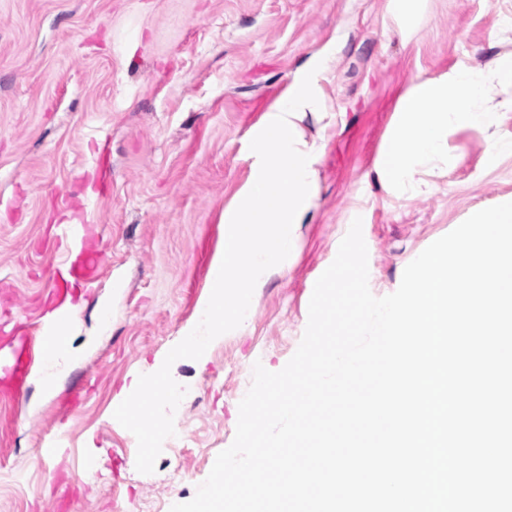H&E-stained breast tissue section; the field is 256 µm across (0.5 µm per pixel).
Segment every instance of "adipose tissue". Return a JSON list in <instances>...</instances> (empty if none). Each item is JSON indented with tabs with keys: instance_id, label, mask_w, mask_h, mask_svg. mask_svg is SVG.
I'll list each match as a JSON object with an SVG mask.
<instances>
[{
	"instance_id": "adipose-tissue-1",
	"label": "adipose tissue",
	"mask_w": 512,
	"mask_h": 512,
	"mask_svg": "<svg viewBox=\"0 0 512 512\" xmlns=\"http://www.w3.org/2000/svg\"><path fill=\"white\" fill-rule=\"evenodd\" d=\"M512 87V54L498 57L488 75L454 68L434 78H420L399 100L394 125L376 174L392 190H430L435 163L445 160L448 133L459 127L490 134L495 114L484 101L490 82Z\"/></svg>"
}]
</instances>
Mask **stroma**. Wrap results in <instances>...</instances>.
<instances>
[{"label": "stroma", "mask_w": 512, "mask_h": 512, "mask_svg": "<svg viewBox=\"0 0 512 512\" xmlns=\"http://www.w3.org/2000/svg\"><path fill=\"white\" fill-rule=\"evenodd\" d=\"M512 0H424L411 30L387 0H0V320L39 328L67 257L56 224L94 225L104 255L79 303L77 349L48 395L0 388V512H170L191 500L234 440L255 363L281 370L305 332L315 283L354 218L369 288L395 292L405 267L472 210L512 197V155L487 159L474 128L448 135V172L393 194L374 165L417 77L489 71L512 52ZM320 51L319 192L288 272L253 298L247 330L172 366L187 394L150 474L113 412L196 317L224 212L250 179L249 144L269 106ZM64 438L47 461L40 448ZM99 463L82 468L85 454Z\"/></svg>", "instance_id": "stroma-1"}]
</instances>
